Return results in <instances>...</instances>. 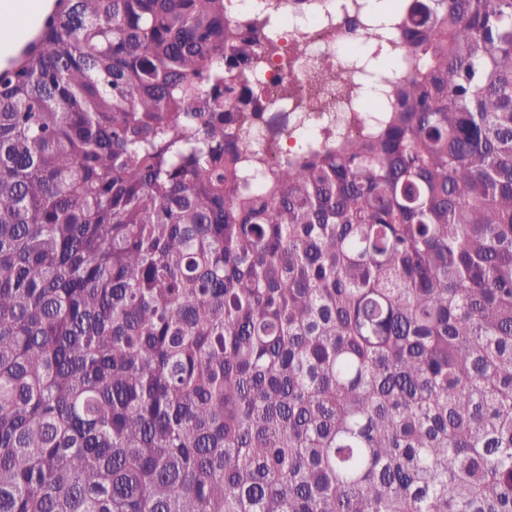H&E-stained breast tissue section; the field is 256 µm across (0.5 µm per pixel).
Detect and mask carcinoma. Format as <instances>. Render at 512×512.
<instances>
[{"label": "carcinoma", "mask_w": 512, "mask_h": 512, "mask_svg": "<svg viewBox=\"0 0 512 512\" xmlns=\"http://www.w3.org/2000/svg\"><path fill=\"white\" fill-rule=\"evenodd\" d=\"M228 2L0 68V512H512V0H399L383 119L259 185Z\"/></svg>", "instance_id": "1"}]
</instances>
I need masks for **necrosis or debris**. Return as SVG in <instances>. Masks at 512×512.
I'll list each match as a JSON object with an SVG mask.
<instances>
[{"instance_id":"1","label":"necrosis or debris","mask_w":512,"mask_h":512,"mask_svg":"<svg viewBox=\"0 0 512 512\" xmlns=\"http://www.w3.org/2000/svg\"><path fill=\"white\" fill-rule=\"evenodd\" d=\"M369 2L312 0L310 10L299 13L290 0H238L230 20L246 39L269 51L263 68L243 74L244 84L255 92L252 124L241 136L247 154H268L274 142L284 157L289 150L304 146L308 136L324 140L345 130L351 117L387 110L389 86L404 77L395 67L381 70L373 81L360 69L345 68L350 99L337 112L309 101L297 106L285 94L289 81L311 83V65L320 55L332 53L342 61L358 55L360 46L366 44L375 52L384 50V43L371 42L369 37L373 21Z\"/></svg>"}]
</instances>
